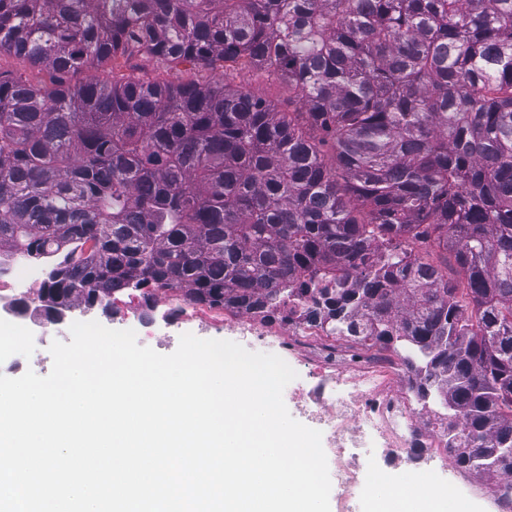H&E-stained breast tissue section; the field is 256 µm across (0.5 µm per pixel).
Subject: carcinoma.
I'll return each instance as SVG.
<instances>
[{
  "label": "carcinoma",
  "mask_w": 512,
  "mask_h": 512,
  "mask_svg": "<svg viewBox=\"0 0 512 512\" xmlns=\"http://www.w3.org/2000/svg\"><path fill=\"white\" fill-rule=\"evenodd\" d=\"M0 52L50 75L0 74V253L56 258L46 319L318 286L345 337L422 355L456 466L512 477V0H0ZM139 53L224 77L66 82ZM235 83L270 101L277 109H281L283 102L288 99V91L279 82L267 80L253 72H240Z\"/></svg>",
  "instance_id": "carcinoma-1"
}]
</instances>
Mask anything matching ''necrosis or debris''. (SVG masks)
<instances>
[{
    "mask_svg": "<svg viewBox=\"0 0 512 512\" xmlns=\"http://www.w3.org/2000/svg\"><path fill=\"white\" fill-rule=\"evenodd\" d=\"M311 306V294L288 298L274 329L260 317L237 311L212 320L250 347L292 357L294 370L305 376L288 398L298 415L323 433L342 512H352L353 489L375 478L373 465L361 463L355 453L370 439L383 448L385 463L407 469L421 463L442 477V484H425L424 493L441 486L457 491L460 477L447 451V413L435 402L417 399L412 378L401 365L381 359L367 367L360 359L341 356L330 325L309 320Z\"/></svg>",
    "mask_w": 512,
    "mask_h": 512,
    "instance_id": "4bbe7bcc",
    "label": "necrosis or debris"
}]
</instances>
